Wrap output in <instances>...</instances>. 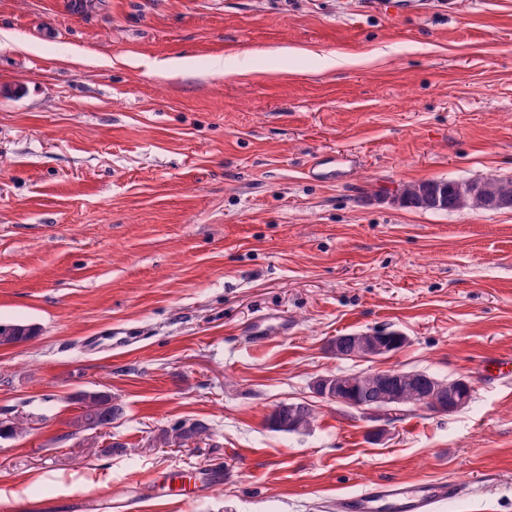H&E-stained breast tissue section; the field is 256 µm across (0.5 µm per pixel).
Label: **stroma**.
Instances as JSON below:
<instances>
[{"label": "stroma", "mask_w": 512, "mask_h": 512, "mask_svg": "<svg viewBox=\"0 0 512 512\" xmlns=\"http://www.w3.org/2000/svg\"><path fill=\"white\" fill-rule=\"evenodd\" d=\"M455 2L0 0V320L39 329L0 346V418L30 423L0 439V508L108 488L111 512H336L375 482L453 477L471 491L443 512H512V378L480 371L512 355V210L390 197L512 177V0ZM341 153V178L310 174ZM260 319L288 331L256 341ZM375 330L407 343L329 350ZM375 369L473 397L390 420L312 389ZM83 391L124 407L95 448L71 426ZM303 401L309 431L268 427ZM196 419L198 444L155 446ZM209 470L215 492L177 495ZM466 181L475 180L448 178L431 179L404 184L402 185L404 194L402 195L401 205L407 208L445 212H454L467 208L493 211L494 209L487 208L485 204L486 199L483 196L474 198L467 206L460 205L455 189L459 182ZM433 195H436L439 198L440 205L434 208L425 206V199ZM389 336L386 332H363L350 335L336 336L329 344L331 352L336 355L348 358L379 359L389 353ZM349 344L351 346L349 355H340L341 348Z\"/></svg>", "instance_id": "35a3bbf8"}]
</instances>
